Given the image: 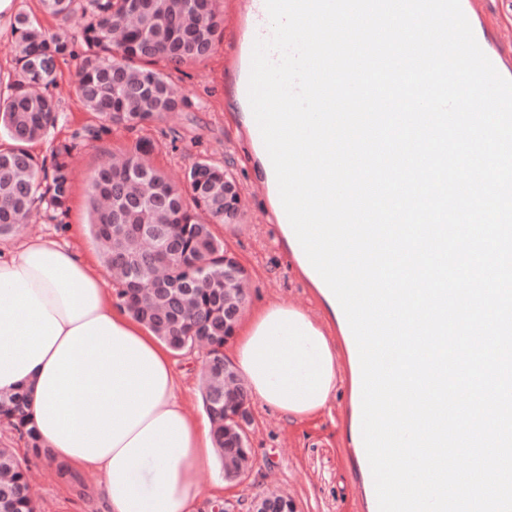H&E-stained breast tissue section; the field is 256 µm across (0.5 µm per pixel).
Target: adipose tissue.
<instances>
[{
    "label": "adipose tissue",
    "mask_w": 512,
    "mask_h": 512,
    "mask_svg": "<svg viewBox=\"0 0 512 512\" xmlns=\"http://www.w3.org/2000/svg\"><path fill=\"white\" fill-rule=\"evenodd\" d=\"M231 352L253 400L293 420L326 410L336 354L301 310L260 308ZM19 388L55 459L97 475L106 512H192L209 423L185 412L170 350L112 303L92 259L51 240L0 252V392Z\"/></svg>",
    "instance_id": "obj_1"
}]
</instances>
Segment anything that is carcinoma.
<instances>
[{"mask_svg": "<svg viewBox=\"0 0 512 512\" xmlns=\"http://www.w3.org/2000/svg\"><path fill=\"white\" fill-rule=\"evenodd\" d=\"M58 21L46 33L24 13L12 33L17 78L0 96V131L11 146L0 148V235L14 232L40 206L56 220L68 211L76 143L61 142L50 160H37L27 144L54 127L59 101L58 59L73 55L67 23L78 13L83 63L76 91L100 125L137 127L161 121L184 104L159 63L178 69L211 55L224 32L220 0H41ZM152 146L137 143L119 167H99L88 195L89 233L102 263L115 277L118 305L175 352L206 350L201 400L224 476L242 479L250 449L235 446L244 434L236 418L251 425L247 389L239 375L224 374V345L233 333L229 315L243 309L241 282L225 276V244L213 225L237 217L240 196L224 201L233 177L206 159L192 161L177 185L153 165ZM28 392L0 393V421L26 437L37 459L53 461L28 420ZM28 463L0 448V512H38Z\"/></svg>", "mask_w": 512, "mask_h": 512, "instance_id": "1", "label": "carcinoma"}]
</instances>
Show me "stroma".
<instances>
[{
	"label": "stroma",
	"instance_id": "35a3bbf8",
	"mask_svg": "<svg viewBox=\"0 0 512 512\" xmlns=\"http://www.w3.org/2000/svg\"><path fill=\"white\" fill-rule=\"evenodd\" d=\"M25 13L43 29L54 31L55 20L44 13L40 0H12L0 13V92L15 76L9 47L13 41L14 15ZM81 55L59 59L53 94L61 101L55 127L45 139L33 143L32 154L49 157L54 144L81 136L83 146L75 159L69 210L62 222L37 214L31 223L13 234L0 237V248L11 249L23 239H52L72 249L97 256V246L89 233L87 191L95 170L124 155L141 139L153 146L152 161L176 182L182 181L185 168L198 158L224 166L244 188L241 215L237 223L218 224L214 232L238 255L250 274L253 288L244 310L252 315L267 304H287L302 310L331 339L337 360L347 352L340 324L327 311L315 285L301 271L292 253L282 246L278 225L266 222L267 201L258 185L260 174L247 149L234 104L224 94L223 50L207 59L171 71L185 104L181 111L168 113L164 120L135 129L113 126L100 139L86 138L85 130L98 126L95 114L87 112L76 93V75ZM204 350L176 355L182 380L186 411L205 419L200 393V371ZM350 380L341 377L326 411L315 418L295 422L279 411L251 403L252 423L249 446L253 467L243 483L225 482L224 497L235 512H247L251 498L278 488L291 497L297 512H361L356 485L357 465L349 433L352 411ZM95 475L86 473L81 483L42 474L34 486L40 512H101L92 497Z\"/></svg>",
	"mask_w": 512,
	"mask_h": 512
}]
</instances>
